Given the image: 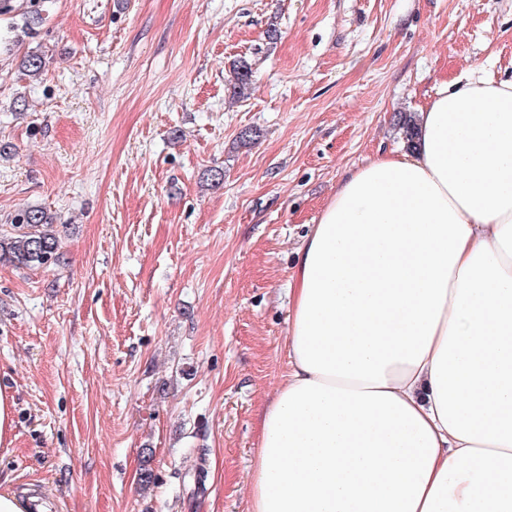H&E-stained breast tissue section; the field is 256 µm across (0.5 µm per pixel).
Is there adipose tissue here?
Segmentation results:
<instances>
[{
  "mask_svg": "<svg viewBox=\"0 0 512 512\" xmlns=\"http://www.w3.org/2000/svg\"><path fill=\"white\" fill-rule=\"evenodd\" d=\"M298 251L248 512H512V81L447 83Z\"/></svg>",
  "mask_w": 512,
  "mask_h": 512,
  "instance_id": "ef3b65f1",
  "label": "adipose tissue"
}]
</instances>
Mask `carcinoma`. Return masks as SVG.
I'll return each mask as SVG.
<instances>
[{
    "label": "carcinoma",
    "instance_id": "carcinoma-1",
    "mask_svg": "<svg viewBox=\"0 0 512 512\" xmlns=\"http://www.w3.org/2000/svg\"><path fill=\"white\" fill-rule=\"evenodd\" d=\"M42 5H34L29 10H20L13 0H0V15H14L22 19V29L31 33L34 26L44 20ZM45 65L41 54L32 53L23 59L20 68L30 78H38ZM234 86L237 96L253 85L254 71L245 59L233 63ZM11 232L0 234V263L17 267H43L63 260L61 242L54 230V217L45 209L29 207L10 221Z\"/></svg>",
    "mask_w": 512,
    "mask_h": 512
}]
</instances>
